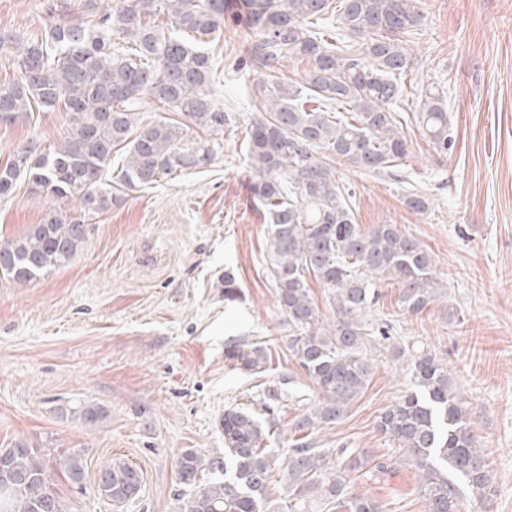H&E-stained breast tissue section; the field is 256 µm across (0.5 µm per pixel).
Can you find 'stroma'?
<instances>
[{"label":"stroma","mask_w":512,"mask_h":512,"mask_svg":"<svg viewBox=\"0 0 512 512\" xmlns=\"http://www.w3.org/2000/svg\"><path fill=\"white\" fill-rule=\"evenodd\" d=\"M48 0H0V34L27 35L74 19ZM423 23L408 43L413 65L396 110L407 141L397 175L333 162L338 183L355 192L357 224H396L436 261L440 298L418 313L404 309L397 281H379L375 317L391 321L392 340L375 341L369 387L347 415L315 432L321 448L367 451L351 472L355 488L384 512H426L419 474L399 463L396 444L377 430L386 407L413 387L393 343L436 352L472 405L493 466L496 492L475 512H512V0H421ZM249 33L225 20L209 43L224 82L214 97L229 122L213 133L142 99L143 122L179 125L186 142L211 145L207 166L150 188L129 189L113 159L109 211L88 218L85 239L66 265L23 284L0 273V448L24 445L49 475L66 512H176L184 492L176 460L187 449L224 453L225 409H259L265 383L288 379L308 394L311 380L288 356V325L268 270V215L254 199L247 134L258 110L261 74L244 57ZM448 106L447 153L415 122L426 92ZM67 129L65 112L0 121V168L32 146L48 152ZM419 191L425 213L404 198ZM74 213L76 200L30 193L27 180L0 196V245L40 223L50 210ZM235 296H224V275ZM456 323H449V315ZM265 341V376L234 368L225 353ZM99 409L92 425L82 407ZM286 400L270 412L266 441L281 463L301 413ZM82 455L83 486L71 485L58 460ZM125 459L141 473L139 494L121 506L97 493L100 467Z\"/></svg>","instance_id":"stroma-1"}]
</instances>
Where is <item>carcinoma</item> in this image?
Segmentation results:
<instances>
[{
    "mask_svg": "<svg viewBox=\"0 0 512 512\" xmlns=\"http://www.w3.org/2000/svg\"><path fill=\"white\" fill-rule=\"evenodd\" d=\"M235 20L254 35L247 50L254 69L269 74L284 59L309 62L298 83L272 82L263 97L266 115L250 128L247 157L258 179L254 197L270 221L267 253L276 301L293 330L288 353L313 381L312 396L293 422L298 438L281 466L288 504L276 512H299L309 499H322L341 512H383L370 495L354 490L347 473L363 469L367 456L339 448L338 458L312 447L311 433L340 420L366 391L373 373L367 346L389 331L369 320L379 300L376 280L401 284V302L418 313L437 300L431 253L396 224L371 231L355 222L354 192L336 182V171L314 152L368 172L398 165L407 143L396 127L393 106L402 97L401 77L411 65L404 36L423 23L419 0H236ZM230 0H79L82 17L27 37H0L18 78L0 84V120L58 106L67 114L61 145L48 154L22 151L0 168V195L28 177L32 192L79 200L80 213H47L25 235L0 245V271L29 283L70 262L85 238V218L112 208L107 170L112 151H125L121 182L149 186L213 160L210 145L185 144L178 127L165 121L142 125L133 105L143 96L196 126L216 132L226 115L213 98L217 69L213 55L196 45L220 30ZM162 11L170 34L149 17ZM336 16L340 31L363 39L362 46L330 45L314 31ZM133 41L121 50L112 32ZM420 128L448 153V112L429 94L417 113ZM328 289L336 319L323 323L306 275ZM398 358L412 355L413 384L387 407L378 430L398 443L400 461L419 471L428 512H465L496 491L492 466L454 381L436 354L395 346ZM228 360L245 371H268L262 341L232 345ZM264 406L283 401V383L264 387ZM225 451L207 458L187 449L177 475L189 493L177 512H268L271 460L263 448L270 430L241 408L220 420ZM68 480L80 486L85 466L71 453L59 461ZM221 478L204 484L205 471ZM138 469L114 459L102 465L97 492L123 503L139 492ZM0 512H63L43 467L31 449L0 448Z\"/></svg>",
    "mask_w": 512,
    "mask_h": 512,
    "instance_id": "1",
    "label": "carcinoma"
}]
</instances>
